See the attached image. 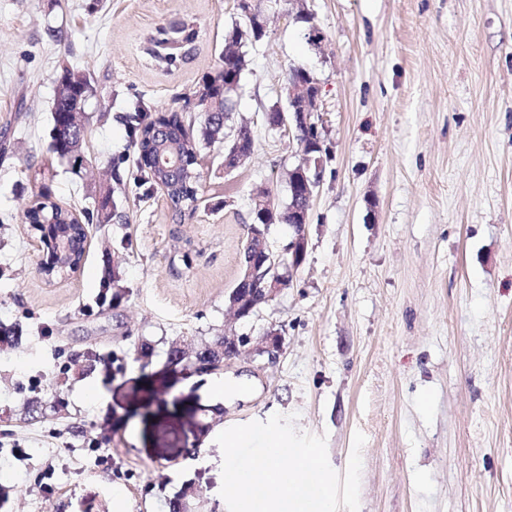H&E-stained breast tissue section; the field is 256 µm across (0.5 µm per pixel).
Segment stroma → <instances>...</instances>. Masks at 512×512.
<instances>
[{
	"mask_svg": "<svg viewBox=\"0 0 512 512\" xmlns=\"http://www.w3.org/2000/svg\"><path fill=\"white\" fill-rule=\"evenodd\" d=\"M229 130L252 156L201 150L195 209L146 190L126 117L179 112L221 63L236 0H0V512H228L216 436L271 415L327 437L345 473L362 432L359 512H512V0H261ZM194 50L155 58L161 31ZM322 42L307 38L309 27ZM321 87L323 181L303 264L250 320L282 336L275 362L224 369L247 392L211 404L209 376L170 365L233 323L253 197L288 203L301 153L265 114L289 65ZM87 76L84 167L50 150L57 80ZM88 228L80 270L45 280L23 219L37 193ZM120 218H98L103 196ZM118 271L120 301L96 302ZM148 343L150 359L134 358ZM97 360L85 367L82 355ZM209 462L200 466L198 455ZM165 37L156 41V47L161 48L164 54L157 51V56L171 63L176 61L178 56L182 58L190 54L194 49L193 43L196 39V32L192 28L179 27L161 33ZM233 139H234V144L230 148L227 157L224 159V168L228 171L238 168L240 165H242L244 163L245 159L247 158V155L249 152L243 153L240 149L241 145L246 140H250V141H248L243 146L244 150L248 151L251 149L253 150V148H254L252 134H251L250 130L248 129V127H246V126H240L236 130V132L233 136ZM231 163H232V165H231Z\"/></svg>",
	"mask_w": 512,
	"mask_h": 512,
	"instance_id": "35a3bbf8",
	"label": "stroma"
}]
</instances>
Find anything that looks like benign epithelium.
<instances>
[{
	"mask_svg": "<svg viewBox=\"0 0 512 512\" xmlns=\"http://www.w3.org/2000/svg\"><path fill=\"white\" fill-rule=\"evenodd\" d=\"M238 8L247 25L263 26L256 0H238ZM286 93L288 112L283 114L282 127L294 133L295 138L306 147L302 162L294 168L293 180L288 186V223L296 225L299 232L293 235L283 250H274L268 239V229L271 224L283 221V217L278 214L273 199L266 196L254 198L252 220L248 224L249 241L253 242V248L246 252V261L240 266L237 287L230 292V308L238 319L252 316L258 306L272 302L282 290L290 286L295 271L305 259L310 202L322 181V147L318 123L315 121L321 94L319 83L315 80L307 82L294 75L288 79ZM233 139L234 144L224 159V168L228 171L244 163L247 154L241 151V145L252 139V134L248 127L241 126ZM70 248L76 253L86 252V244L77 239L71 244L66 241L58 244V250L53 252L46 248L45 238L39 237V272L45 273L47 268L55 264L61 251ZM248 349L267 356L273 362L282 351V336L269 331L253 339L237 334L232 328H226L224 336L218 341L200 347L188 358L180 354L174 356L172 364L180 365L195 374L217 373Z\"/></svg>",
	"mask_w": 512,
	"mask_h": 512,
	"instance_id": "benign-epithelium-1",
	"label": "benign epithelium"
}]
</instances>
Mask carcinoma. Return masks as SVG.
<instances>
[{
	"label": "carcinoma",
	"mask_w": 512,
	"mask_h": 512,
	"mask_svg": "<svg viewBox=\"0 0 512 512\" xmlns=\"http://www.w3.org/2000/svg\"><path fill=\"white\" fill-rule=\"evenodd\" d=\"M196 32L187 27L174 28L163 32V38L156 41L162 53L158 57L171 63L178 57H185L193 50ZM225 40L237 50H228L222 56V64L215 72L202 80L197 93L201 94L199 102L204 113L201 126V140L204 145L211 146L224 141V123L229 102L234 94L241 89L243 72L247 67L246 52L243 51V32L237 25L226 31ZM84 109L81 90L73 83L57 89L53 111L52 149L61 157L76 155L73 141L69 139L70 113ZM132 143L138 153L140 169L147 181L163 188L176 213L194 207L197 202L196 184L188 175L187 168L196 164L197 143L187 132L182 116L172 112L164 117L150 121H140L131 130ZM30 224H51L53 240L59 233L75 228V217L60 204L44 198L36 208L26 213ZM120 296L117 274H109L101 281L99 302H113Z\"/></svg>",
	"instance_id": "cac0c4a2"
}]
</instances>
